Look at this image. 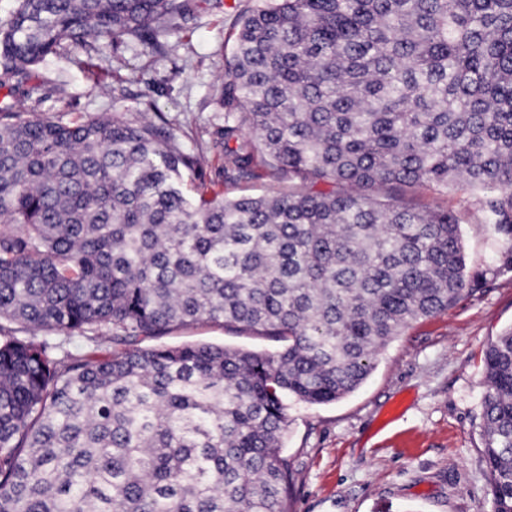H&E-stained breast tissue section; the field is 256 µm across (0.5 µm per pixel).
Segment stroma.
Wrapping results in <instances>:
<instances>
[{
  "mask_svg": "<svg viewBox=\"0 0 512 512\" xmlns=\"http://www.w3.org/2000/svg\"><path fill=\"white\" fill-rule=\"evenodd\" d=\"M261 0H197L179 28L145 52L132 38L99 39L90 51L48 55L29 79L33 97L8 96L0 106L54 120H87L113 112L136 119L162 113L182 147L203 156L206 181L227 197L287 191L288 180H228L210 138L224 124L220 96L241 13ZM411 208L453 210L461 225L475 292L447 311L411 323L378 357L354 393L310 406L287 402L282 452L295 476L291 512H492L482 436L483 357L512 328V272H497L502 244L484 222L478 193L406 189ZM165 344L213 343L273 352L278 342L236 329L197 324Z\"/></svg>",
  "mask_w": 512,
  "mask_h": 512,
  "instance_id": "1",
  "label": "stroma"
}]
</instances>
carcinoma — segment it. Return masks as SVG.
Instances as JSON below:
<instances>
[{
    "instance_id": "1",
    "label": "carcinoma",
    "mask_w": 512,
    "mask_h": 512,
    "mask_svg": "<svg viewBox=\"0 0 512 512\" xmlns=\"http://www.w3.org/2000/svg\"><path fill=\"white\" fill-rule=\"evenodd\" d=\"M194 9L16 0L0 89L32 95L47 55L100 37L156 51ZM225 77V177L288 192L188 195L201 159L158 112L0 106V512H290L286 401L341 400L473 292L457 215L398 191L481 193L512 271V0H263ZM195 323L280 348L156 344ZM483 370L493 512H512V328Z\"/></svg>"
}]
</instances>
